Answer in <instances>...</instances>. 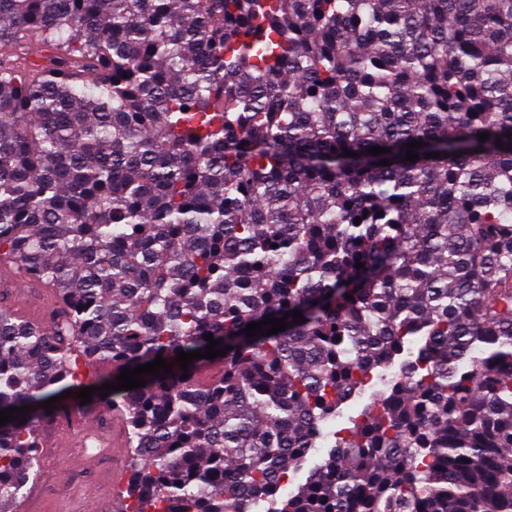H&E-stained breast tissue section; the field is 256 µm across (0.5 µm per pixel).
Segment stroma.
Here are the masks:
<instances>
[{"instance_id": "stroma-1", "label": "stroma", "mask_w": 512, "mask_h": 512, "mask_svg": "<svg viewBox=\"0 0 512 512\" xmlns=\"http://www.w3.org/2000/svg\"><path fill=\"white\" fill-rule=\"evenodd\" d=\"M40 475L17 512H84L87 500L112 505V468L129 451L112 445V414L99 401L42 419Z\"/></svg>"}]
</instances>
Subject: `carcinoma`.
<instances>
[{
	"label": "carcinoma",
	"instance_id": "obj_1",
	"mask_svg": "<svg viewBox=\"0 0 512 512\" xmlns=\"http://www.w3.org/2000/svg\"><path fill=\"white\" fill-rule=\"evenodd\" d=\"M509 133L512 0H0V266L59 301L0 290V512L159 355L92 394L123 512H512Z\"/></svg>",
	"mask_w": 512,
	"mask_h": 512
}]
</instances>
